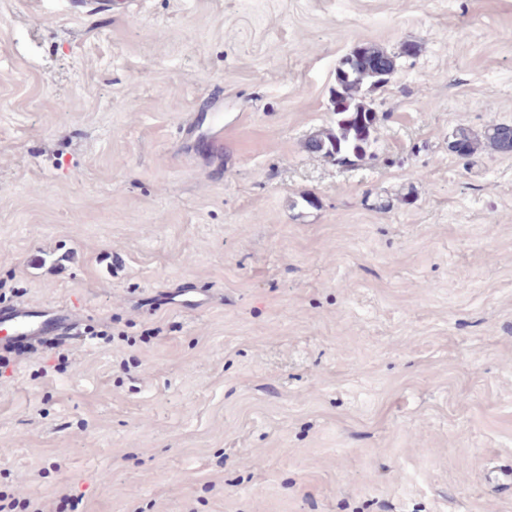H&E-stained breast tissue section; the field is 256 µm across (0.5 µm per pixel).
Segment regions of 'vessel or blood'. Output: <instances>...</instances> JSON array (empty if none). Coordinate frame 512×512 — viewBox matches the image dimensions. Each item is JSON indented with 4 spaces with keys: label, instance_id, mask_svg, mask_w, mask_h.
<instances>
[{
    "label": "vessel or blood",
    "instance_id": "obj_1",
    "mask_svg": "<svg viewBox=\"0 0 512 512\" xmlns=\"http://www.w3.org/2000/svg\"><path fill=\"white\" fill-rule=\"evenodd\" d=\"M37 342L83 345L87 337L67 306L0 304V343L23 351Z\"/></svg>",
    "mask_w": 512,
    "mask_h": 512
}]
</instances>
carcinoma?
I'll return each mask as SVG.
<instances>
[{
  "label": "carcinoma",
  "instance_id": "1",
  "mask_svg": "<svg viewBox=\"0 0 512 512\" xmlns=\"http://www.w3.org/2000/svg\"><path fill=\"white\" fill-rule=\"evenodd\" d=\"M392 63L393 57L373 47L359 50L341 62L336 70L332 102L344 105V109L336 113L333 126L313 137V149L342 164H353L367 157L377 113L366 102L364 90L385 85L394 72ZM508 130L506 125L488 128L485 132L488 146L500 152L512 151ZM455 140L462 146L460 156L468 158L477 151L478 140L466 130H459Z\"/></svg>",
  "mask_w": 512,
  "mask_h": 512
}]
</instances>
